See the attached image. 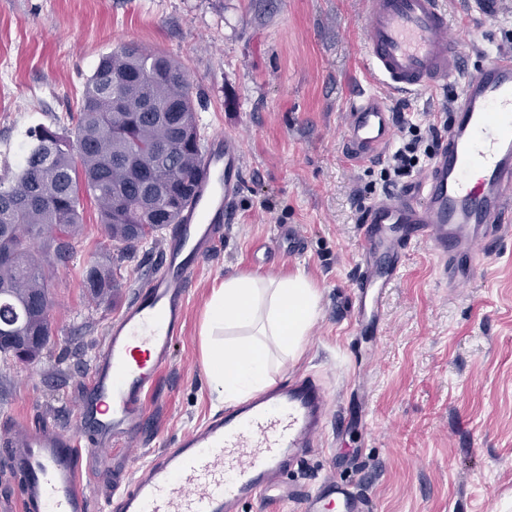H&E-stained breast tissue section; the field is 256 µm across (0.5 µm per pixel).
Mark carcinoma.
<instances>
[{"mask_svg": "<svg viewBox=\"0 0 512 512\" xmlns=\"http://www.w3.org/2000/svg\"><path fill=\"white\" fill-rule=\"evenodd\" d=\"M151 73L149 80L145 73ZM72 127L41 126L19 172L0 178V356L38 358L51 335L52 274L71 260L83 201L99 211L117 253L86 265L82 288L95 303L110 302L121 283L114 268L156 238L193 199L176 193L201 176V142L190 82L169 56L119 46L102 56L82 92ZM190 130L195 140L179 137Z\"/></svg>", "mask_w": 512, "mask_h": 512, "instance_id": "1", "label": "carcinoma"}]
</instances>
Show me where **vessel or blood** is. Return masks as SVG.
Returning <instances> with one entry per match:
<instances>
[{"label":"vessel or blood","instance_id":"obj_1","mask_svg":"<svg viewBox=\"0 0 512 512\" xmlns=\"http://www.w3.org/2000/svg\"><path fill=\"white\" fill-rule=\"evenodd\" d=\"M363 4L367 68L377 84L393 94L451 83L461 90L424 175L364 209L363 259L353 284L359 324L382 308L411 245H427L448 280L469 282L482 269L481 256L512 234V50L501 49L472 73L449 34L445 0ZM394 131V114L381 97L351 103L344 126L347 159H381ZM243 167L237 136L207 140L202 176L165 237L160 270L108 327L78 404L79 434L48 424L22 428L9 458L24 477L25 512H90V497L78 484L84 454L141 432L142 399L183 331L190 281L234 209ZM328 421L323 389L309 377L228 408L223 418L167 449L141 477L117 485L110 512H235L237 504L259 495L284 498L275 474L296 450L313 447ZM329 498L342 512L368 508L352 485L333 481L302 497L303 512H323Z\"/></svg>","mask_w":512,"mask_h":512}]
</instances>
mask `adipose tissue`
<instances>
[{"instance_id": "obj_1", "label": "adipose tissue", "mask_w": 512, "mask_h": 512, "mask_svg": "<svg viewBox=\"0 0 512 512\" xmlns=\"http://www.w3.org/2000/svg\"><path fill=\"white\" fill-rule=\"evenodd\" d=\"M319 292L301 273L226 275L205 304L201 365L222 405L268 389L273 353L297 356L318 317Z\"/></svg>"}]
</instances>
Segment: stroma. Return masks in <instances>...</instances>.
<instances>
[{"instance_id": "obj_1", "label": "stroma", "mask_w": 512, "mask_h": 512, "mask_svg": "<svg viewBox=\"0 0 512 512\" xmlns=\"http://www.w3.org/2000/svg\"><path fill=\"white\" fill-rule=\"evenodd\" d=\"M447 3L469 68L512 47V0L472 20L468 0ZM126 43L181 64L201 135L239 136L244 169L233 219L191 281L185 331L145 399L150 431L83 460L92 512H105L113 477L136 479L218 416L199 332L230 273L310 279L319 318L301 357L276 356L271 375L279 386L314 375L332 416L345 419L289 467L284 483L297 496L278 512H301L298 495L333 479L361 489L367 512H512V237L453 291L430 249L411 247L376 322L360 329L352 318L361 213L386 189L383 162L355 166L342 152L352 94L383 93L365 67L361 0H0V168L19 170L29 131L77 111L101 56ZM458 92L451 84L388 101L423 126L451 111ZM289 225L304 237L301 252L278 246ZM163 249L139 248L121 265L119 295L89 302L83 268L115 246L86 204L76 254L56 273L50 343L34 363L0 361V435L39 423L78 433L107 325L158 271Z\"/></svg>"}]
</instances>
